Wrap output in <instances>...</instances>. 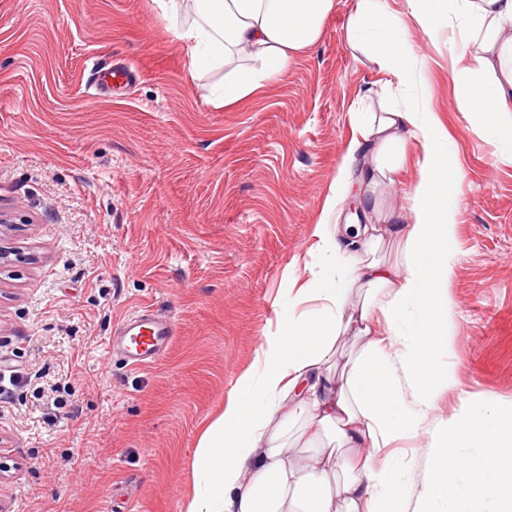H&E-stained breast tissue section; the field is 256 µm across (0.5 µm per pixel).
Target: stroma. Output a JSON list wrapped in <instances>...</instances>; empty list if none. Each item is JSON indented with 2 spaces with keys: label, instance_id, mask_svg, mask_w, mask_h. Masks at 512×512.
Returning <instances> with one entry per match:
<instances>
[{
  "label": "stroma",
  "instance_id": "1",
  "mask_svg": "<svg viewBox=\"0 0 512 512\" xmlns=\"http://www.w3.org/2000/svg\"><path fill=\"white\" fill-rule=\"evenodd\" d=\"M404 18L461 168L449 293L452 382L426 418L472 396L512 409V147L458 111L447 49ZM356 0L258 95L214 103L156 0H0V362L22 382L0 403V512H182L199 437L257 366L256 350L318 262L366 89L388 75L354 56ZM132 67L92 96L97 69ZM170 317L154 364L108 358L127 314ZM426 436L394 451L404 496L429 481Z\"/></svg>",
  "mask_w": 512,
  "mask_h": 512
}]
</instances>
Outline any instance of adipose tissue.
<instances>
[{
  "label": "adipose tissue",
  "mask_w": 512,
  "mask_h": 512,
  "mask_svg": "<svg viewBox=\"0 0 512 512\" xmlns=\"http://www.w3.org/2000/svg\"><path fill=\"white\" fill-rule=\"evenodd\" d=\"M191 72L227 69L217 98L230 106L258 94L292 57L315 46L335 0H158ZM416 23L435 32L438 17L460 42L449 45L458 111L476 116L498 139L512 141V0H407ZM347 44L409 91L402 105L357 112L342 171L356 170L362 207L375 210L382 187L416 159L407 212L383 227L356 225L353 239L319 223L322 269L297 290L315 308L289 313L287 331L263 336L261 370L243 377L201 434L192 460L194 493L185 512H403L401 488L386 450L412 437L451 376L450 352L458 202L448 185L451 145L431 108L415 56L385 0H358ZM249 68L234 71L235 55ZM360 345L341 373L331 358L344 337ZM412 397H405L404 388ZM496 408L464 399L447 427L430 433L431 482L413 512H434L458 488L448 473L464 448L484 449L491 481L468 495L512 512V419L494 434Z\"/></svg>",
  "instance_id": "1"
}]
</instances>
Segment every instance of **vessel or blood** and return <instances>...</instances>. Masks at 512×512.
I'll list each match as a JSON object with an SVG mask.
<instances>
[{"mask_svg": "<svg viewBox=\"0 0 512 512\" xmlns=\"http://www.w3.org/2000/svg\"><path fill=\"white\" fill-rule=\"evenodd\" d=\"M173 336L168 318L140 309L124 318L118 337L110 339L108 349L120 352L133 366H145L162 356Z\"/></svg>", "mask_w": 512, "mask_h": 512, "instance_id": "1", "label": "vessel or blood"}]
</instances>
